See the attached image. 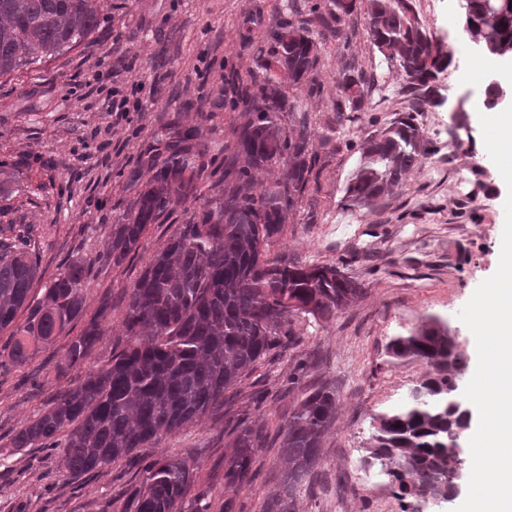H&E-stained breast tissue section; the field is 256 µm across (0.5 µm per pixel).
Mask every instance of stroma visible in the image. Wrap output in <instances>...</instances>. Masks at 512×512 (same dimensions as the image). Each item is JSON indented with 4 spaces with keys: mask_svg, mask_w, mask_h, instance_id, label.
I'll return each mask as SVG.
<instances>
[{
    "mask_svg": "<svg viewBox=\"0 0 512 512\" xmlns=\"http://www.w3.org/2000/svg\"><path fill=\"white\" fill-rule=\"evenodd\" d=\"M413 6L434 37L458 46L460 0H413ZM287 8L288 0H99L101 25L90 43L0 79V225H35L41 242L42 279L29 301L42 300L46 282L61 268L86 259L93 263L88 312L104 298L111 307L105 332L82 365L58 368L63 346L85 327L76 320L0 376V512H119L113 496L142 481V472L124 460L74 478L63 471L60 451L9 442L59 391L122 348L130 289L195 207L191 200L171 205L122 265L98 261L113 220L135 199L130 174L152 176L140 159L155 134L171 124L195 130L198 143L210 148L204 182L246 166L245 154L213 150L246 121L217 95L229 73L258 71V52ZM367 10L368 0H356L347 40L327 32L317 37L318 65L294 93L310 117L317 160L301 205L289 211L284 234L270 246L274 255L336 265L362 292L327 323L294 320L286 351L260 362L238 385V398L260 389L266 395L250 409L263 442L252 478L236 496L237 512H259L277 493L280 428L302 390L323 384L336 392V417L322 442L313 493L300 499L298 512H402L387 479L365 462L371 422L401 404L429 368L390 357L388 342L438 317L467 359L460 385L476 369L475 339L457 314L498 267L507 197L494 163L474 148L485 88L462 79L454 65L440 74L441 106L416 115L427 156L381 204L348 206L346 186L365 141L412 104L404 77L367 39ZM349 78L360 81L364 102L355 120L340 124L336 103ZM116 81L140 84L141 111L123 118L107 111ZM229 443L219 406L160 438L149 453H192L196 487L211 491L209 512H224Z\"/></svg>",
    "mask_w": 512,
    "mask_h": 512,
    "instance_id": "1",
    "label": "stroma"
}]
</instances>
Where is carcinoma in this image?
<instances>
[{"mask_svg": "<svg viewBox=\"0 0 512 512\" xmlns=\"http://www.w3.org/2000/svg\"><path fill=\"white\" fill-rule=\"evenodd\" d=\"M354 9L355 0H332L320 26L339 39ZM98 26V0H0V77L78 47ZM461 31L483 43L489 55L512 57V0H462ZM366 33L404 75L417 111L440 105L434 86L453 51L425 28L412 0H369ZM317 47L310 19L301 18L296 0H288V19L261 51L263 77L244 80L231 72L225 78L235 106L249 119L235 132L234 144L217 149L241 152L255 168L282 163L287 178L255 194L243 169L226 186H215L131 288L123 320L126 346L53 399L13 435L12 447L61 446L65 472L84 476L152 447L160 436L175 434L222 405L226 423L236 431L224 488L235 492L249 479L261 434L247 424L246 411L226 402L225 393L284 343L295 317L326 322L361 292L359 283L334 265L268 253L284 232L286 215L297 208L316 160L307 115L286 127L280 113L296 109L288 93L316 67ZM342 96L348 105L338 102L336 111L361 109L358 81L346 80ZM193 140V132L176 125L155 136L142 159L154 175L133 207L116 218L104 261L120 265L137 254L149 227L174 202L195 195L209 149ZM426 152L414 116L395 119L366 140L346 201L371 206L394 193ZM91 265L84 260L65 266L45 286L32 319L17 326V314L41 278L36 240L28 224L0 226V333L7 330L12 337L10 363L27 361L30 343L51 341L85 314ZM108 309L101 300L82 334L70 339L64 349L69 366L85 361L104 332ZM387 350L393 358L423 361L430 372L403 403L373 417L369 457L401 496L413 499L408 510L423 512L454 492L450 459L471 419L458 401L457 375L466 361L447 324L437 318L394 337ZM335 414L332 387L303 393L283 428L280 492L261 512H297L300 497L311 490L321 438ZM196 469L192 455L146 461L144 481L129 493L121 512L188 507L208 512L202 493L193 506L186 503Z\"/></svg>", "mask_w": 512, "mask_h": 512, "instance_id": "carcinoma-1", "label": "carcinoma"}]
</instances>
